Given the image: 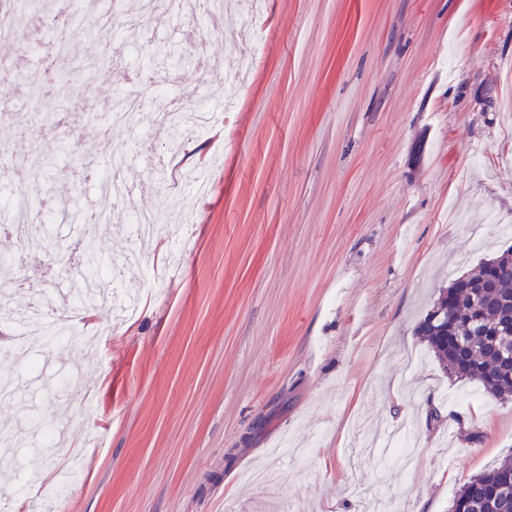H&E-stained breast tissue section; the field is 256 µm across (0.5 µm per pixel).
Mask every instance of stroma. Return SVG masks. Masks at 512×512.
<instances>
[{"mask_svg": "<svg viewBox=\"0 0 512 512\" xmlns=\"http://www.w3.org/2000/svg\"><path fill=\"white\" fill-rule=\"evenodd\" d=\"M258 15L262 37L228 41L187 13L196 40L160 12L136 64L91 67L90 41L66 53L56 108L81 148L55 141L41 171L25 134L0 127V200L35 187L107 209L98 249L119 272L114 303L72 314L79 271L23 288L16 239L0 240L10 309L42 300L74 326L61 374L35 402L0 400V430L38 450L28 479L0 464V502L24 512H449L458 488L512 454V402L450 380L416 333L442 289L512 249V0H224ZM43 33L0 41V100L34 111L23 79L51 49ZM240 95L224 107L227 77ZM206 89L221 133L189 139L206 193L193 221L150 243L131 217L167 213L174 193L128 166L143 191L119 203L85 180L86 160L136 134L112 123L116 96L154 85ZM471 419L482 435L460 434ZM402 426L412 466L374 457ZM291 439L292 452L275 448Z\"/></svg>", "mask_w": 512, "mask_h": 512, "instance_id": "35a3bbf8", "label": "stroma"}]
</instances>
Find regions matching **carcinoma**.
Here are the masks:
<instances>
[{"instance_id":"cac0c4a2","label":"carcinoma","mask_w":512,"mask_h":512,"mask_svg":"<svg viewBox=\"0 0 512 512\" xmlns=\"http://www.w3.org/2000/svg\"><path fill=\"white\" fill-rule=\"evenodd\" d=\"M85 281L100 280L95 242L84 245ZM512 313V250L481 263L440 293L417 335L448 374L476 382L494 399L512 400V341L502 321ZM468 512H512V455L470 477L456 493Z\"/></svg>"}]
</instances>
